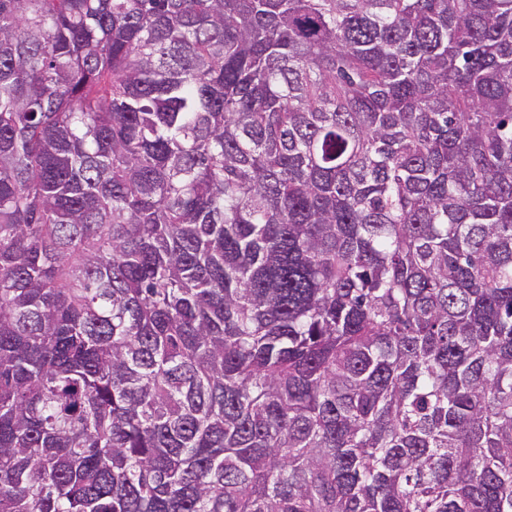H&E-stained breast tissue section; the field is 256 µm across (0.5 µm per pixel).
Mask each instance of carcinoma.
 <instances>
[{
	"instance_id": "cac0c4a2",
	"label": "carcinoma",
	"mask_w": 512,
	"mask_h": 512,
	"mask_svg": "<svg viewBox=\"0 0 512 512\" xmlns=\"http://www.w3.org/2000/svg\"><path fill=\"white\" fill-rule=\"evenodd\" d=\"M0 512H512V0H0Z\"/></svg>"
}]
</instances>
